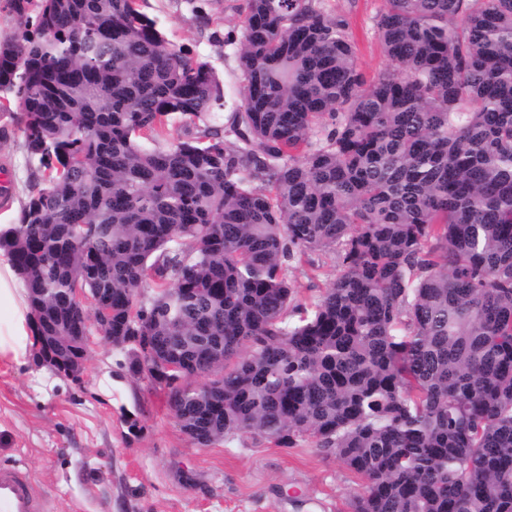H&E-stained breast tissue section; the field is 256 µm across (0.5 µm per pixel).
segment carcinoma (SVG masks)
Here are the masks:
<instances>
[{
  "instance_id": "obj_1",
  "label": "carcinoma",
  "mask_w": 512,
  "mask_h": 512,
  "mask_svg": "<svg viewBox=\"0 0 512 512\" xmlns=\"http://www.w3.org/2000/svg\"><path fill=\"white\" fill-rule=\"evenodd\" d=\"M143 2L6 0L36 184L0 249L36 341L131 346L200 447L314 443L364 479L351 512H512V0H386L370 81L320 0H244L231 147L213 69ZM329 251L302 311L293 265ZM76 283L112 328L69 319Z\"/></svg>"
}]
</instances>
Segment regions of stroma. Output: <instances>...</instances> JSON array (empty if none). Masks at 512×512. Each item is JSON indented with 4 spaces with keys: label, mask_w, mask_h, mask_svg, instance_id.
I'll return each mask as SVG.
<instances>
[{
    "label": "stroma",
    "mask_w": 512,
    "mask_h": 512,
    "mask_svg": "<svg viewBox=\"0 0 512 512\" xmlns=\"http://www.w3.org/2000/svg\"><path fill=\"white\" fill-rule=\"evenodd\" d=\"M242 0H146L174 45L210 63L227 109L239 107L233 47ZM384 0H325L344 18L366 78L388 66L376 30ZM211 25H202L199 13ZM0 224L17 223L30 167L15 114L0 111ZM290 274L296 303H311L336 273V256ZM129 352L89 337L80 380L36 359L0 360V463L23 469L50 512H351L360 480L335 456L300 443L271 447L244 437L201 448L180 429L165 390L128 371Z\"/></svg>",
    "instance_id": "obj_1"
}]
</instances>
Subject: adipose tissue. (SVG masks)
<instances>
[{"mask_svg": "<svg viewBox=\"0 0 512 512\" xmlns=\"http://www.w3.org/2000/svg\"><path fill=\"white\" fill-rule=\"evenodd\" d=\"M30 334L26 290L9 255L0 250V359L23 363Z\"/></svg>", "mask_w": 512, "mask_h": 512, "instance_id": "obj_1", "label": "adipose tissue"}]
</instances>
